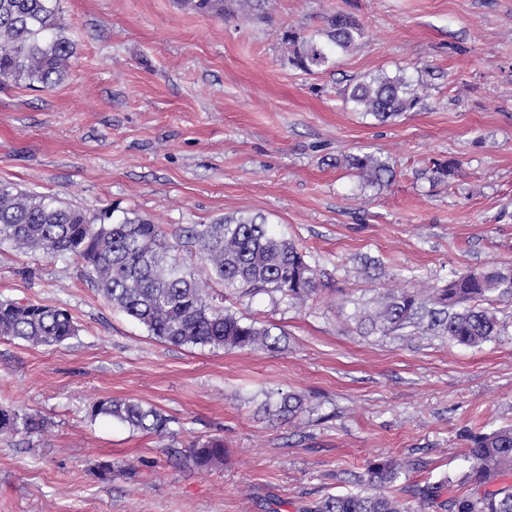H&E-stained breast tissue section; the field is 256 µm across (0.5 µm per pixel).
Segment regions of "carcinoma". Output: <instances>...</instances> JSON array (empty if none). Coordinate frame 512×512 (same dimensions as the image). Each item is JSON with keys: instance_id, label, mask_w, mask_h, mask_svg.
Segmentation results:
<instances>
[{"instance_id": "obj_1", "label": "carcinoma", "mask_w": 512, "mask_h": 512, "mask_svg": "<svg viewBox=\"0 0 512 512\" xmlns=\"http://www.w3.org/2000/svg\"><path fill=\"white\" fill-rule=\"evenodd\" d=\"M197 14L224 15V0H181ZM361 23L337 13L327 18L323 37L288 31V63L305 72L325 70L336 57L363 38ZM74 45L64 35L59 0H0V82L51 88L66 76ZM354 112L385 121L426 106V86L403 73L369 75L343 92ZM363 188L381 187L393 178L389 162L370 153L344 158ZM458 168L454 161L432 162V180L447 182ZM46 257L70 255L86 270L97 291L113 306L142 325L149 335L172 345H202L237 350H274L281 336L272 328L239 317L207 302L206 282L180 261L187 250L208 270L209 279L246 294L278 292L303 301L317 288V270L309 255L261 216H231L212 224H195L187 235L170 238L163 225L125 212L113 218L104 210L87 214L55 197L0 185V243ZM512 298V265L458 274L448 283L421 294L390 288L359 304L354 320L360 332L386 336L407 327L438 328L449 339L475 346L499 335L489 306ZM67 311L40 304L0 302V338L32 345H59L76 336ZM308 411L306 397L280 394L274 408L279 420H295ZM108 416L157 437L170 434L172 419L133 399L99 400L91 416ZM43 424L34 416L0 409V435L32 434ZM469 463L465 481L475 492L450 497L448 512H512V485H499L512 472V427L467 437ZM198 466L224 461V440L210 438L189 445ZM394 459L375 461L357 477L358 489L331 495L306 512H406L386 492L404 474Z\"/></svg>"}]
</instances>
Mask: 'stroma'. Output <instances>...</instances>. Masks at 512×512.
I'll return each mask as SVG.
<instances>
[{
    "mask_svg": "<svg viewBox=\"0 0 512 512\" xmlns=\"http://www.w3.org/2000/svg\"><path fill=\"white\" fill-rule=\"evenodd\" d=\"M75 55L50 90L0 82V183L84 210L112 207L170 236L229 215L264 216L310 255L303 302L211 283L209 301L271 327L275 351L174 346L103 300L81 264L0 244V300L66 309L61 346L0 338V407L46 422L0 437V512H305L354 490L373 460L414 486L470 492L466 436L512 425V300L500 333L470 347L433 333L364 336L355 304L512 264V0H267L245 17L179 0H60ZM354 14L356 48L308 74L285 30L317 33ZM404 71L432 85L425 109L380 122L346 108L349 79ZM390 160L361 188L338 160ZM436 160L455 179L433 183ZM304 394L296 423L264 414L269 393ZM127 398L172 420L159 438L100 416ZM219 436L223 462L173 448Z\"/></svg>",
    "mask_w": 512,
    "mask_h": 512,
    "instance_id": "obj_1",
    "label": "stroma"
}]
</instances>
